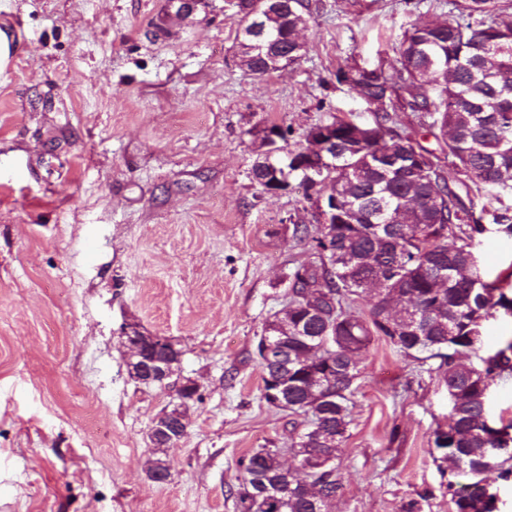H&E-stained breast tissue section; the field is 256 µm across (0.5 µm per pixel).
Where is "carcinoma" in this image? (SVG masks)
<instances>
[{
	"label": "carcinoma",
	"mask_w": 512,
	"mask_h": 512,
	"mask_svg": "<svg viewBox=\"0 0 512 512\" xmlns=\"http://www.w3.org/2000/svg\"><path fill=\"white\" fill-rule=\"evenodd\" d=\"M238 0L239 66L258 78L279 71L276 59L302 56L293 34L306 27L304 0ZM458 17L408 28L395 56L380 64L381 77L359 82L357 95L376 106L372 122L332 117L324 135L316 124L304 142L252 165L253 181L292 180L313 202L322 189L336 193L329 231L293 225V237L322 253L317 264L289 275L288 311L273 315L259 341L277 339L288 367L260 363L262 381L288 370V412L304 417L293 427L289 448H257L240 461L235 492L238 512H331L343 496L342 457L351 425L353 385L371 338L383 336L404 357L438 361L448 390L449 416L434 434L437 449L464 482L448 481L454 512H497L489 475L512 480V423L490 419L487 389L512 376V340L476 367L461 360L477 354L474 334L499 311H512L502 279L486 280L469 261L475 238L486 231V208L464 199L485 188L512 194V7L500 0H459ZM411 112L432 135L440 153L423 146L417 132L394 126L392 113ZM329 142L318 185L301 184L295 165L313 143ZM425 168L409 174L412 155ZM452 157L459 178L443 175ZM496 231L512 237V209L492 213ZM369 296L368 313L356 311ZM332 345L319 353L321 337ZM312 465L309 491L283 471L282 453Z\"/></svg>",
	"instance_id": "obj_1"
}]
</instances>
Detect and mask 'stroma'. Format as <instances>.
<instances>
[{"label":"stroma","mask_w":512,"mask_h":512,"mask_svg":"<svg viewBox=\"0 0 512 512\" xmlns=\"http://www.w3.org/2000/svg\"><path fill=\"white\" fill-rule=\"evenodd\" d=\"M302 57L264 78L238 64L224 0H0V512H237L239 462L288 445L255 354L316 262L292 227L313 210L250 175L259 130L296 147L338 115L369 120L338 69L389 59L455 0H308ZM473 252L488 279L512 239ZM170 337L200 397L148 479V433L176 394L133 380L121 329ZM332 512H453L433 432L448 421L436 361L382 337L360 364Z\"/></svg>","instance_id":"1"}]
</instances>
